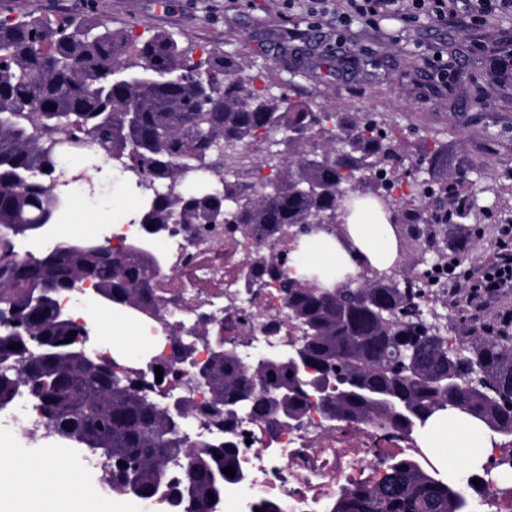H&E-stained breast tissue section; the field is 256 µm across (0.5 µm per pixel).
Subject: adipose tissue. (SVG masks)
Returning a JSON list of instances; mask_svg holds the SVG:
<instances>
[{"label": "adipose tissue", "mask_w": 512, "mask_h": 512, "mask_svg": "<svg viewBox=\"0 0 512 512\" xmlns=\"http://www.w3.org/2000/svg\"><path fill=\"white\" fill-rule=\"evenodd\" d=\"M346 239H328L326 247L306 251V264L355 271L357 259L386 270L399 260V243L391 225L349 217ZM423 445L446 456L448 449L463 451L467 465L484 464L494 445L481 424L457 411H440L423 430ZM0 512H112L81 477L68 476L63 463L46 457L0 461Z\"/></svg>", "instance_id": "adipose-tissue-1"}]
</instances>
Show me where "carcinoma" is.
Instances as JSON below:
<instances>
[{
  "label": "carcinoma",
  "instance_id": "1",
  "mask_svg": "<svg viewBox=\"0 0 512 512\" xmlns=\"http://www.w3.org/2000/svg\"><path fill=\"white\" fill-rule=\"evenodd\" d=\"M187 54L167 33L140 41L101 17L0 16V55L8 59L0 66V359L17 367L0 377V404L26 399L44 420L31 438L41 439L46 428L56 443L103 460L98 483L116 496L127 495L132 479L145 490L179 493L189 484L184 512H218L224 487L239 479L233 427H224L222 440L173 430L156 386L115 360L92 363L65 342L74 335L60 297L88 279L114 309L158 313L150 297L160 269L152 250L38 248L17 258L20 240L45 238L69 210L66 188L77 176L67 159L80 152L96 171L114 168L140 191L133 224L201 232L222 224L230 234L261 235L263 250L244 265L252 279L278 284L304 363L280 356L255 369L237 353L219 355L209 368L204 415L220 420L224 407L237 404L244 417L269 423L316 405L338 421L369 420L411 437L406 418L420 427L438 411L458 410L493 437L512 439V336L467 342L432 332L425 291L370 264L358 288H325L317 275L281 264L311 224L338 237L332 218L351 201L370 202L392 225L408 206L436 224L445 214L450 222L468 218L469 198L453 183L429 191L416 180L409 200L369 192L377 170L390 183L405 181L378 122L259 87L232 53L197 63ZM443 69L450 95L461 83L477 95L487 81L484 72L459 74L451 53ZM258 135L269 142L262 164L279 175L255 188L242 180L235 158ZM14 317L30 322L42 347L14 335ZM473 369L485 377L480 389L465 384ZM332 370L345 381L340 393L325 396L303 384ZM284 389L287 401L272 399ZM331 512L468 509L438 471L392 456L381 477L339 495Z\"/></svg>",
  "mask_w": 512,
  "mask_h": 512
}]
</instances>
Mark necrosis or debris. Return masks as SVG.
Segmentation results:
<instances>
[{
  "instance_id": "obj_1",
  "label": "necrosis or debris",
  "mask_w": 512,
  "mask_h": 512,
  "mask_svg": "<svg viewBox=\"0 0 512 512\" xmlns=\"http://www.w3.org/2000/svg\"><path fill=\"white\" fill-rule=\"evenodd\" d=\"M258 243L257 237L231 238L220 229L207 236L181 229L162 239L166 262L151 288L159 315L142 322L140 330L155 347L154 361L175 364L181 371L162 381L170 399L198 405L206 398L181 380L191 374L193 357L202 356L206 346L196 344L192 358L181 357L171 337L173 328L208 320L215 329L240 339L239 353L247 361L298 339L277 289L251 293L242 276L241 260L256 251ZM233 438L243 479L224 493L229 512H255L264 501L278 503L283 512H328L336 496L381 476L389 456L424 454L401 432L350 421L332 423L316 409L300 425L276 431L259 423H239ZM493 456L494 464L482 472L462 474L469 512H512V482L499 476V463L512 458V448L495 449Z\"/></svg>"
}]
</instances>
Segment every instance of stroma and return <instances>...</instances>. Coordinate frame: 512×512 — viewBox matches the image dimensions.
<instances>
[{"label":"stroma","mask_w":512,"mask_h":512,"mask_svg":"<svg viewBox=\"0 0 512 512\" xmlns=\"http://www.w3.org/2000/svg\"><path fill=\"white\" fill-rule=\"evenodd\" d=\"M338 0L308 16L306 0H0V12L23 20L101 15L115 29L146 37L170 33L193 57L235 53L252 73L290 91L293 100L326 106L354 117L374 113L400 146L402 164L416 180L454 178L474 202L462 226L471 233L469 264L484 261L501 218L512 206L496 191L512 185V91L489 82L483 100L448 101L433 92L441 52L455 47L468 69H488L490 57L512 48V17L486 26L464 20L438 23L390 15L374 24L338 23ZM374 49L379 71H335L322 54ZM20 457L53 454L78 470L88 485L96 475L67 449H47L6 430L0 449Z\"/></svg>","instance_id":"obj_1"}]
</instances>
